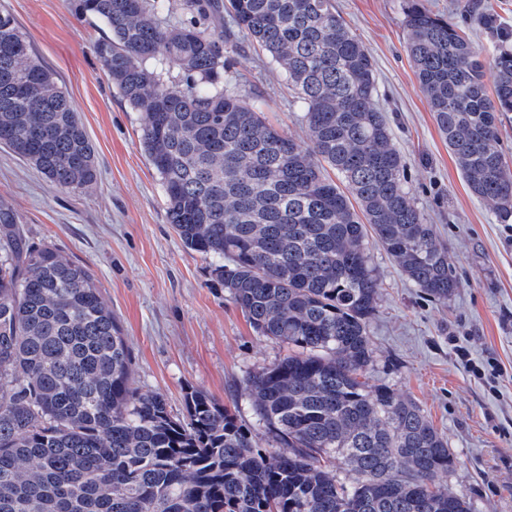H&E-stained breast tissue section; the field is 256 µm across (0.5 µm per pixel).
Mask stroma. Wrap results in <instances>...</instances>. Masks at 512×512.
Segmentation results:
<instances>
[{
    "label": "stroma",
    "mask_w": 512,
    "mask_h": 512,
    "mask_svg": "<svg viewBox=\"0 0 512 512\" xmlns=\"http://www.w3.org/2000/svg\"><path fill=\"white\" fill-rule=\"evenodd\" d=\"M374 59V103L407 164L406 188L453 258L458 286L445 301L426 296L384 251L373 249L379 299L369 330L375 352L366 380L415 401L445 433L457 458L440 476L476 512H512V234L462 178L407 52L404 0H335ZM34 54L55 73L94 148L99 176L83 192L63 190L0 146V204L29 242L55 245L87 265L120 322L139 392L203 391L262 435L243 390L247 374L288 347L258 334L213 274L211 259L185 248L167 220L164 191L145 151V118L112 87L93 48L98 27L71 0H0ZM243 96L260 95L263 117L299 144L308 136L282 69L262 54L232 57ZM456 336L476 362L495 359V388L462 367Z\"/></svg>",
    "instance_id": "obj_1"
}]
</instances>
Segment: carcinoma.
Listing matches in <instances>:
<instances>
[{
	"label": "carcinoma",
	"mask_w": 512,
	"mask_h": 512,
	"mask_svg": "<svg viewBox=\"0 0 512 512\" xmlns=\"http://www.w3.org/2000/svg\"><path fill=\"white\" fill-rule=\"evenodd\" d=\"M73 6L101 24L95 53L145 115L169 223L218 261L234 303L289 354L244 379L272 447L201 391L172 415L163 395L133 386L130 347L91 270L28 243L0 205V512H475L436 485L456 465L448 438L416 403L360 380L374 357L371 245L433 299L457 279L406 190L371 52L332 0H182L173 26L170 0ZM472 14L496 38L493 90L464 30L421 0L405 3L407 49L468 187L507 224L499 124L512 112V28L485 3ZM226 16L243 40L211 29ZM244 46L285 70L308 146L238 93L230 57ZM170 64L180 80H164ZM0 145L67 191L98 180L77 112L5 10Z\"/></svg>",
	"instance_id": "obj_1"
}]
</instances>
